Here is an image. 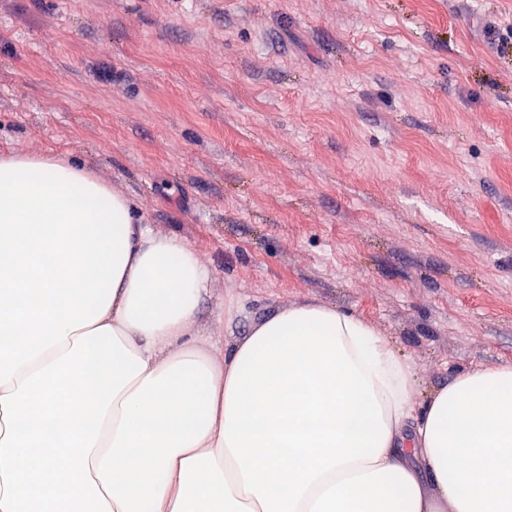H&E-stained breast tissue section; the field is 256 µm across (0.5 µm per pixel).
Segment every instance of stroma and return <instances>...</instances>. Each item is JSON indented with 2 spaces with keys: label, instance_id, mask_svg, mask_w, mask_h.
<instances>
[{
  "label": "stroma",
  "instance_id": "35a3bbf8",
  "mask_svg": "<svg viewBox=\"0 0 512 512\" xmlns=\"http://www.w3.org/2000/svg\"><path fill=\"white\" fill-rule=\"evenodd\" d=\"M0 151L193 246L215 348L317 302L425 392L512 364V0H0Z\"/></svg>",
  "mask_w": 512,
  "mask_h": 512
}]
</instances>
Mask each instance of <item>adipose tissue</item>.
Instances as JSON below:
<instances>
[{"mask_svg": "<svg viewBox=\"0 0 512 512\" xmlns=\"http://www.w3.org/2000/svg\"><path fill=\"white\" fill-rule=\"evenodd\" d=\"M212 276L92 166L0 152V512H512V365L422 394L317 303L215 356Z\"/></svg>", "mask_w": 512, "mask_h": 512, "instance_id": "1", "label": "adipose tissue"}]
</instances>
